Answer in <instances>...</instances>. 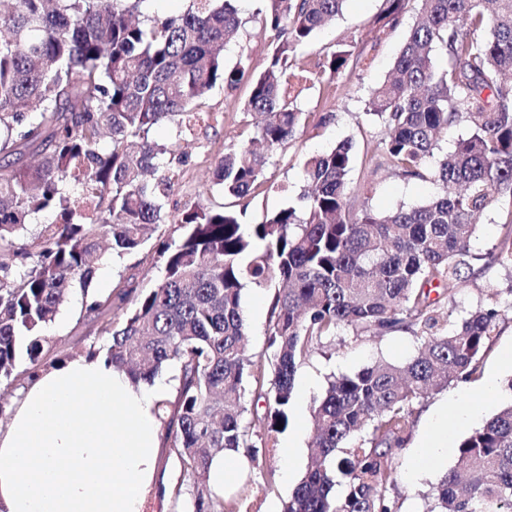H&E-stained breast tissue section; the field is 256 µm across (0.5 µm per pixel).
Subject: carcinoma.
Returning <instances> with one entry per match:
<instances>
[{"label": "carcinoma", "instance_id": "cac0c4a2", "mask_svg": "<svg viewBox=\"0 0 512 512\" xmlns=\"http://www.w3.org/2000/svg\"><path fill=\"white\" fill-rule=\"evenodd\" d=\"M154 0H7L0 8V381L62 362L42 334L76 289L87 295L106 239L119 255L151 252L165 275L143 290L120 276L83 304L111 339L105 355L132 384L178 370L177 402L158 405L169 447L182 465L190 512H234L208 481L212 458L244 452L288 425L298 364L348 327L405 330L417 354L330 381L314 406L310 464L283 512H395L385 494L391 451L403 446L411 407L475 370L494 332L497 304L444 329L425 286L460 279L477 259L472 240L484 212L512 199V0H419L392 76L368 87L366 114L381 127L382 163L406 179L432 177L441 192L416 206L378 212L354 207L352 142L305 162L298 203L243 224L235 210L199 198L166 223L173 162L184 153L151 133L173 122L192 133L205 94L250 84L256 117L248 143L230 149L215 184L244 204L263 184L274 150L293 139L308 113L287 81L296 50L339 15L346 0H261L268 61L257 72L242 57L228 69L224 47L238 33V0H189L177 17L149 11ZM407 0H383L376 36L395 29ZM360 39L336 43L314 64L334 80ZM448 65L436 72L432 56ZM470 134L435 157L442 131ZM39 156L23 162L27 151ZM56 215L36 231L28 218ZM273 288L268 348L260 362L243 339L246 283ZM264 400L243 425L245 395ZM346 486L337 499V481ZM438 512H512V405L463 439L437 486Z\"/></svg>", "mask_w": 512, "mask_h": 512}]
</instances>
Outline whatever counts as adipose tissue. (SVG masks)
I'll use <instances>...</instances> for the list:
<instances>
[{
  "label": "adipose tissue",
  "instance_id": "obj_1",
  "mask_svg": "<svg viewBox=\"0 0 512 512\" xmlns=\"http://www.w3.org/2000/svg\"><path fill=\"white\" fill-rule=\"evenodd\" d=\"M162 383L133 386L106 358L77 356L33 375L0 428V512H140L159 465ZM476 411L450 404L409 467L444 458L448 429Z\"/></svg>",
  "mask_w": 512,
  "mask_h": 512
}]
</instances>
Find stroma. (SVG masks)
I'll return each mask as SVG.
<instances>
[{
	"label": "stroma",
	"instance_id": "35a3bbf8",
	"mask_svg": "<svg viewBox=\"0 0 512 512\" xmlns=\"http://www.w3.org/2000/svg\"><path fill=\"white\" fill-rule=\"evenodd\" d=\"M257 6L258 0H239L243 25L235 41L224 51L226 66H234L239 56L246 54L254 67L263 68L268 39L256 14ZM382 7V0H347L342 14L318 31L311 45L299 49V56L306 61L318 52L334 49L337 41L344 37L356 35L362 40L359 56L352 58L346 72L333 82L299 83L298 104L303 111L313 113L314 118L293 140L276 150L265 174L268 186L251 200L245 223L259 222L266 214L294 203L305 184V159L328 151L345 139L353 144L351 182L358 192L359 203L388 211L402 204L420 203L438 192L439 187L433 182L407 180L377 164L380 127L365 113L366 90L388 77L420 4L418 0H408L398 27L378 40L371 23ZM247 95L248 85L244 82L231 91L219 84L206 94L202 109L211 113L215 122L212 128L197 131L196 135L182 141V150L188 159L186 163L173 166L175 185L166 200L167 213H175L184 203L196 199L202 187L210 184L216 162L225 148L240 146L248 140L254 118L244 110ZM508 248H512V202L503 198L483 215L473 239L478 261L471 269L463 270L460 280L430 294L431 300L437 301L441 314L454 323L484 305L491 296L498 301L500 316L477 371L414 404L413 426L404 446L395 449L393 454V482L388 494L396 512H427L442 474L456 461L458 443L469 434L465 428L449 433V452L433 467L429 477L419 481L410 479L408 471L413 451L428 435L427 420L434 408L450 396L464 402L471 400L481 393L492 376L498 381L499 394L483 405L478 423H485L512 403V370L501 367L504 352L512 349V267L499 265L491 259L492 254ZM127 270L136 274L143 288L154 287L163 275L161 264L155 263L150 254L141 252L118 257L108 252L96 262L90 285L115 287L120 273ZM269 296L267 288L253 284L245 287L242 296L247 322L246 349L259 358L269 353L268 310L257 307L256 302L268 300ZM46 333L57 339L71 356L83 354L92 345L105 347L109 344L108 337L99 334L97 323L83 318L81 295L77 292L61 306ZM417 347L413 333L404 330L369 336L344 327L337 329L334 336L328 337L322 347L299 365L287 428L268 441L258 459L245 457L234 461L233 478L224 487L225 503L236 504V512H268L269 507L283 506L295 488L294 483L282 479L285 445L291 439H298L295 468L297 475H304L312 453L309 443L313 435L314 402L323 395L329 381L381 361L404 363L416 354ZM160 459L158 478L164 481V489L148 491L141 512H189L188 497L175 495L180 481L179 458L173 448L165 444L160 448Z\"/></svg>",
	"mask_w": 512,
	"mask_h": 512
}]
</instances>
